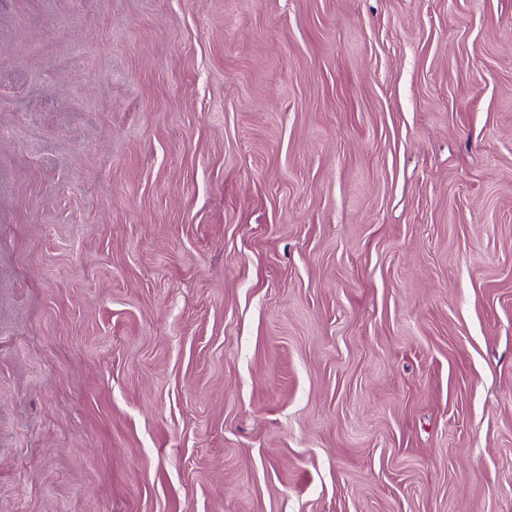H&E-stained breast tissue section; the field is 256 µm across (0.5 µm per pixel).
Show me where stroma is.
<instances>
[{"instance_id":"1","label":"stroma","mask_w":512,"mask_h":512,"mask_svg":"<svg viewBox=\"0 0 512 512\" xmlns=\"http://www.w3.org/2000/svg\"><path fill=\"white\" fill-rule=\"evenodd\" d=\"M0 512H512V0H0Z\"/></svg>"}]
</instances>
